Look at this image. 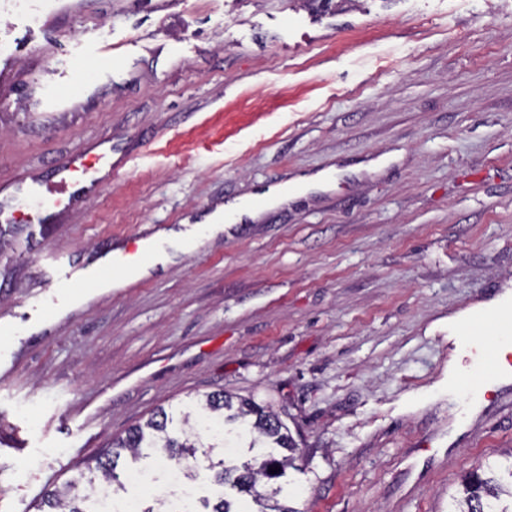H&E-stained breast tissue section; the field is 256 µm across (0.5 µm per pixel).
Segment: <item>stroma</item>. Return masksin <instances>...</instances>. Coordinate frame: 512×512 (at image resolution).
<instances>
[{
    "label": "stroma",
    "mask_w": 512,
    "mask_h": 512,
    "mask_svg": "<svg viewBox=\"0 0 512 512\" xmlns=\"http://www.w3.org/2000/svg\"><path fill=\"white\" fill-rule=\"evenodd\" d=\"M0 95V179L104 139L125 158L78 213L13 198L6 325L50 295L49 251L335 173L0 344V512L223 390L287 424L303 512H448L512 449V382L448 389L449 316L512 290V0H57L36 24L0 0Z\"/></svg>",
    "instance_id": "stroma-1"
}]
</instances>
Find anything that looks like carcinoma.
Here are the masks:
<instances>
[{
    "mask_svg": "<svg viewBox=\"0 0 512 512\" xmlns=\"http://www.w3.org/2000/svg\"><path fill=\"white\" fill-rule=\"evenodd\" d=\"M238 421L247 423L248 430L258 433L248 449L257 447L259 438L268 440L275 448L282 450L276 455L269 453L243 463L231 465L224 458L213 459L212 451L224 447V437L209 435L211 426L217 422L222 426ZM173 419L163 409L153 414L145 424L136 425L126 435L112 439L109 450L96 459V469L102 474L100 486H91V493L101 491L112 497V508L126 503L127 498L119 492H127L117 481L116 469L127 451L136 461L160 459L177 460L191 458L195 465L189 466L182 474V480L198 488L207 485L229 489L237 494H247L259 509L256 512H302L289 502L276 499L281 489L275 488L267 494L259 490L260 481L271 482L284 476L285 470L295 466L299 457L298 444L280 417L255 402L242 400L234 406L232 397L222 392L207 395L203 405L183 414L182 424L195 433L192 440L182 431L169 428ZM278 467L276 474L269 469ZM463 495L454 500L448 512H512V461L489 464L468 472L463 480ZM88 496L74 485L63 491L49 492L38 504L37 512H89L82 504ZM178 512H236L233 502L226 494L216 502L204 496L195 499V507H182Z\"/></svg>",
    "mask_w": 512,
    "mask_h": 512,
    "instance_id": "1",
    "label": "carcinoma"
}]
</instances>
